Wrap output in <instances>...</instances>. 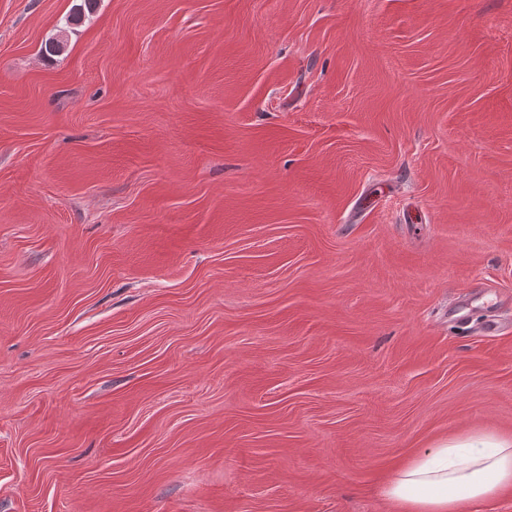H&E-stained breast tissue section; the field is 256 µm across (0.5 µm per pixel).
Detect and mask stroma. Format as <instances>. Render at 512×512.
I'll use <instances>...</instances> for the list:
<instances>
[{
  "instance_id": "obj_1",
  "label": "stroma",
  "mask_w": 512,
  "mask_h": 512,
  "mask_svg": "<svg viewBox=\"0 0 512 512\" xmlns=\"http://www.w3.org/2000/svg\"><path fill=\"white\" fill-rule=\"evenodd\" d=\"M79 2L0 0V512H389L512 432V0Z\"/></svg>"
}]
</instances>
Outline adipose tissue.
Listing matches in <instances>:
<instances>
[{"label":"adipose tissue","mask_w":512,"mask_h":512,"mask_svg":"<svg viewBox=\"0 0 512 512\" xmlns=\"http://www.w3.org/2000/svg\"><path fill=\"white\" fill-rule=\"evenodd\" d=\"M512 490V433L442 439L401 465L383 487L396 512H489Z\"/></svg>","instance_id":"ef3b65f1"}]
</instances>
